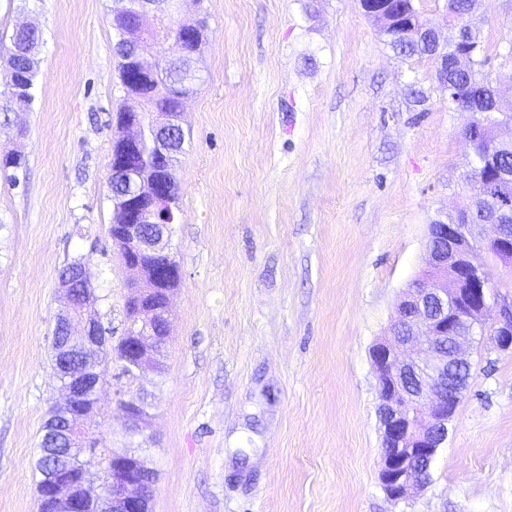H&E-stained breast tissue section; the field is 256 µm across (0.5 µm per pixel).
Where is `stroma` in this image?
Returning a JSON list of instances; mask_svg holds the SVG:
<instances>
[{
	"instance_id": "1",
	"label": "stroma",
	"mask_w": 512,
	"mask_h": 512,
	"mask_svg": "<svg viewBox=\"0 0 512 512\" xmlns=\"http://www.w3.org/2000/svg\"><path fill=\"white\" fill-rule=\"evenodd\" d=\"M114 0H0V40L42 33L35 99L0 130V512H37V448L64 392L52 371L61 269L84 263L86 313L124 333L127 283L109 228L125 90ZM207 17L184 150L161 366L102 362L85 422L92 490L112 452L154 476L152 512H512V350L466 344L469 388L417 495L387 496L370 349L426 266L427 226L469 171L466 112L430 59H402L360 0H182ZM512 101V0L470 19ZM142 401L132 429L125 401Z\"/></svg>"
}]
</instances>
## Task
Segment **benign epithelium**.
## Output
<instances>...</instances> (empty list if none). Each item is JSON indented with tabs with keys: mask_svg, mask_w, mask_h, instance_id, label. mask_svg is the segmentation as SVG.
Returning <instances> with one entry per match:
<instances>
[{
	"mask_svg": "<svg viewBox=\"0 0 512 512\" xmlns=\"http://www.w3.org/2000/svg\"><path fill=\"white\" fill-rule=\"evenodd\" d=\"M118 2L122 3L120 10L134 14L136 23L115 45V53L129 64V71L160 79L171 56L159 55L153 64H147L145 56L152 47L146 43L145 31L167 30L179 11L180 0ZM361 5L375 19L420 26L421 35L440 46L437 28L422 18L415 0H361ZM180 116L179 112L151 115L153 144L161 156L159 166L139 159L145 136L142 113L135 111L126 116L123 128L131 133L119 135L112 142L109 169L120 171L128 186L127 223L112 226V240L128 243L124 263L136 272L130 285L136 298L127 306L128 325L123 336L125 356L136 370L153 362L166 342L173 289H161L159 285L179 276L177 265L168 259L177 208L168 201L165 187L175 183L172 170L181 144L168 133L180 126ZM506 145V140L496 139L483 153L486 170L496 183L512 180V172L497 168V153ZM485 215L486 219L476 224L472 215L456 208L452 220L429 225L427 269L400 296L390 337L372 349L384 445L380 479L394 500L410 498L426 486L417 462L434 456L448 438V426L469 385L466 378L454 387L448 377L452 367L471 369L464 343L487 329L496 349L512 348V296L497 293L485 279L483 266L474 262V255L486 250L504 265L512 266V198H494ZM487 226L493 229L490 236L484 234ZM159 256L167 258V263L147 270L145 260ZM77 280L85 287L77 306L71 300L72 283L62 282V307L56 327L64 329L65 339L57 342L56 352L66 353L76 347L82 362L62 382L64 402L50 414L47 425L59 441L82 456L92 451L83 420L98 402L106 336L97 320L85 316L90 298L85 268L78 269ZM123 410L129 424L136 428L146 415L138 401ZM151 479V471L137 456L114 452L107 466V489L94 499L83 465L65 457L55 464L48 493L40 494V498L50 501L51 512H87L90 504L95 505V512H150Z\"/></svg>",
	"mask_w": 512,
	"mask_h": 512,
	"instance_id": "7a95c632",
	"label": "benign epithelium"
}]
</instances>
